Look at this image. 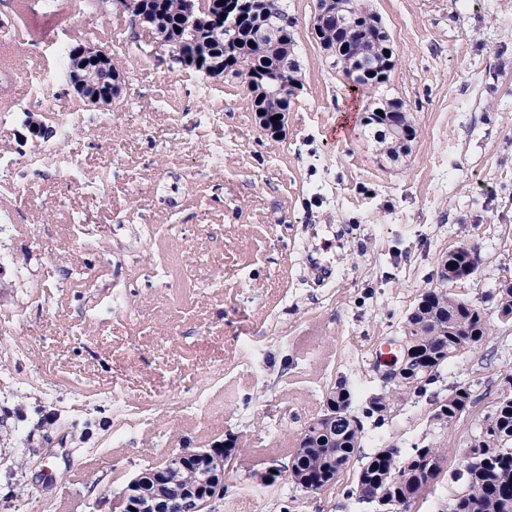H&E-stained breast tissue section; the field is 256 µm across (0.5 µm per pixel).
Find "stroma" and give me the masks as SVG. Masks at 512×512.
<instances>
[{"mask_svg":"<svg viewBox=\"0 0 512 512\" xmlns=\"http://www.w3.org/2000/svg\"><path fill=\"white\" fill-rule=\"evenodd\" d=\"M15 2L0 22L31 36L0 69V512H120L129 479L229 437L211 512H373L345 495L358 462L311 496L289 451L336 381L381 390L377 350L441 257L471 246L476 269L449 290L491 332L433 389L472 386L473 404L441 430L400 402L360 453L465 447L512 371L494 298L512 282V0H362L417 128L396 161L313 39L315 0H286L303 88L277 137L241 80L181 66L109 2L69 19L32 0L20 22ZM70 29L123 73L112 104L66 80Z\"/></svg>","mask_w":512,"mask_h":512,"instance_id":"obj_1","label":"stroma"}]
</instances>
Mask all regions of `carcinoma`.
Returning <instances> with one entry per match:
<instances>
[{"label": "carcinoma", "instance_id": "cac0c4a2", "mask_svg": "<svg viewBox=\"0 0 512 512\" xmlns=\"http://www.w3.org/2000/svg\"><path fill=\"white\" fill-rule=\"evenodd\" d=\"M184 4L185 0H154L156 9L162 11L166 19L160 33L168 42L177 40L175 27ZM252 26L253 20L248 17L238 20L228 30L222 22L217 33L209 34L212 44L201 43L196 47L180 44L176 49L184 57L190 56L195 62L201 61L197 70L209 72L211 55L208 50L224 43L225 36L237 35L238 43L232 44L231 51L224 55L221 73L236 78L257 76L278 80L283 96L268 103V126L271 127V117L288 111L291 99L288 81L299 79V64L290 51L295 42L294 22L290 21L277 30L276 42L254 39ZM347 36L351 48L359 51L358 57L346 51L336 55L332 63L345 77L354 70L367 68L377 58H385L389 50L387 43L376 40L372 25L363 17L349 23ZM366 81L370 82V86L358 87L356 92L375 95L370 102L369 124L373 125L374 137L383 144V151L395 160L402 151V144L384 133L385 126L398 124L412 135L416 134V128L407 113L385 111L381 98L385 97L384 87L389 81L387 69L381 67L374 70V74L366 77ZM379 110L383 114H377ZM467 257L468 253L461 249L446 254L438 278L444 279L447 271L459 274ZM496 300L497 309L512 315V282L498 289ZM403 335L409 338L414 350L408 363L410 370L421 365V359H431V362L425 364V369L418 373L422 377L421 384L409 389L402 385H396L391 390L382 389L373 404L361 409L362 416L381 426L386 420L381 414L385 406L414 397L437 405L432 410L433 424L441 429L452 427L456 423V416L464 413L471 402V387L455 386L447 396L440 399L429 390V386L439 379L443 367L458 357L459 352L476 350L486 341L489 327L481 308L473 302L456 297L446 288H430L424 292L423 304L417 308L412 322L405 323ZM329 393L335 394L340 405L353 408L356 394L346 380L336 382ZM493 411V428L479 444L483 448V465L467 472L457 467L452 472V479L470 487L471 494L449 498L446 512H512V392L507 396L500 395ZM363 431L361 422L355 426L341 422L331 431L316 430L302 438L303 445L293 452L288 481H293L296 475L320 479L327 473L335 472L338 462H351L361 447ZM421 451L446 462V452L435 442L420 446L416 444L408 450V454ZM410 490L402 450L395 445H385L376 448L366 457L356 474L354 487L347 490L346 496L361 502L363 497L381 492L387 497L386 508L390 512H409L404 502Z\"/></svg>", "mask_w": 512, "mask_h": 512}]
</instances>
